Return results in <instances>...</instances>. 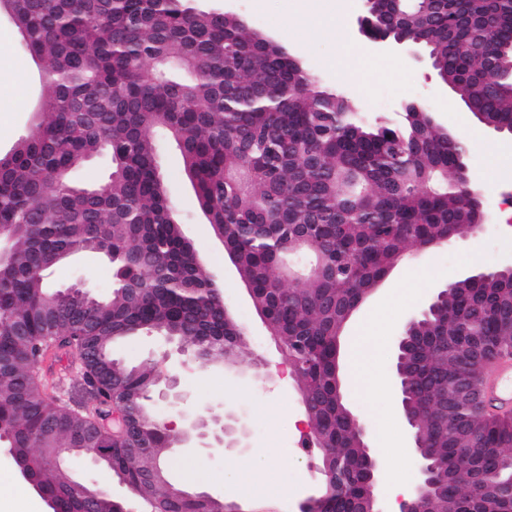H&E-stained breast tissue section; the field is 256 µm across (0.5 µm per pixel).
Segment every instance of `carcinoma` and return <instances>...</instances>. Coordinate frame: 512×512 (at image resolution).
<instances>
[{
	"label": "carcinoma",
	"instance_id": "carcinoma-1",
	"mask_svg": "<svg viewBox=\"0 0 512 512\" xmlns=\"http://www.w3.org/2000/svg\"><path fill=\"white\" fill-rule=\"evenodd\" d=\"M5 12L42 68L43 119L0 156V226L12 239L0 267V432L18 465L36 476L61 512H114L87 502L69 457L46 462L37 437L55 446L76 432L107 448L109 474L164 512H212L204 501H158L148 474L163 469L171 438L152 403L159 378L148 363L114 357L116 341L143 332L194 341L205 367L231 364L246 347L236 319L211 297V274L182 237L160 180L153 133L178 145L199 208L234 246V268L255 288L254 308L287 337L288 359L309 389L327 463L339 468L322 512L367 501L369 468L348 416L336 350L349 318L419 244L472 229L457 188L467 143L428 111L394 123L368 121L321 87L280 42L193 0H11ZM400 34L420 40L437 76L486 127L512 136V70L488 58L512 45V0H439L435 19L416 16ZM105 151L107 180L86 187L72 173ZM311 224L314 244L291 258L332 269L300 289L283 285L272 246L288 226ZM78 252L112 261V297L88 303L46 283L44 260ZM137 254L140 264H129ZM406 355L407 401L424 426L434 488L427 512H512V497L482 476L512 482V415L447 402L460 372L482 382L512 354V277L469 279L416 319ZM64 338L89 350L92 404L56 397L36 372L44 347ZM132 400L133 434L121 447L97 430V402Z\"/></svg>",
	"mask_w": 512,
	"mask_h": 512
}]
</instances>
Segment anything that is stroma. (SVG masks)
I'll list each match as a JSON object with an SVG mask.
<instances>
[{
  "instance_id": "stroma-1",
  "label": "stroma",
  "mask_w": 512,
  "mask_h": 512,
  "mask_svg": "<svg viewBox=\"0 0 512 512\" xmlns=\"http://www.w3.org/2000/svg\"><path fill=\"white\" fill-rule=\"evenodd\" d=\"M205 8L218 9L243 18L258 32L283 43L320 84L340 89L367 120L397 119L403 104L422 101L439 122L460 136L479 131L470 144L469 162L482 188V206L490 217L483 232L466 234L445 247L409 255L395 267L382 285L359 307L349 322L357 325L374 306L382 315L375 326L377 340L367 350L365 367L379 374L383 391L359 395L349 391L354 412L369 431L370 446L386 464L388 477L378 488L384 512H395L396 500L390 479L405 474L409 485L419 477L418 458L411 430L401 414L400 398L393 384V344L400 327L431 300L434 289L448 280L461 278L480 267L512 259V217L504 218L497 203L512 194V177L503 178L497 149L512 146V137L483 128L456 98L443 88L429 60L413 61L403 47L386 53L370 48L358 32L357 20L364 11L362 0H198ZM335 20L336 37L323 35L316 22ZM41 72L23 49L17 30L0 11V154L11 150L26 136L36 120L41 95ZM165 185L186 232L209 271L220 274L224 298L236 307L241 324L248 327L243 360L221 370L195 363L163 360L161 336L143 335L119 343L115 352L125 363H156L159 370L178 373L179 399L156 401L159 414L169 419L225 408L247 425L249 435L243 450L207 454L175 450L167 459L171 479L180 485L220 497L232 482L240 461L271 473L280 488L288 490L278 512H298V503L312 493L321 480L320 453L305 447L306 417L301 396L292 377L282 374L284 361L261 325L254 308L243 296L238 277L224 269V248L199 211L191 185L183 171L179 149L161 141ZM50 287L82 283L90 295L106 299L112 295V266L93 253H80L58 263L46 273ZM415 290H408V282ZM266 356L270 377L254 381L250 368L254 355Z\"/></svg>"
}]
</instances>
